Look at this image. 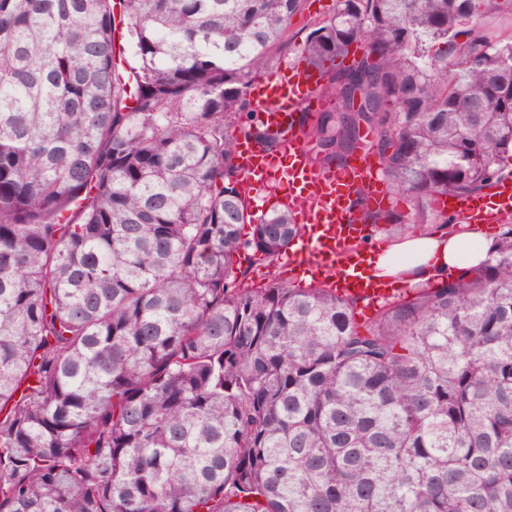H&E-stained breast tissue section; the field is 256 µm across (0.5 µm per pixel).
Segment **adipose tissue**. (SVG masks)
<instances>
[{
  "mask_svg": "<svg viewBox=\"0 0 512 512\" xmlns=\"http://www.w3.org/2000/svg\"><path fill=\"white\" fill-rule=\"evenodd\" d=\"M494 246V237L482 224L471 225L464 234L450 229L424 231L375 247L366 256V266L375 278L395 287L413 286L448 273L463 275L467 268L486 261Z\"/></svg>",
  "mask_w": 512,
  "mask_h": 512,
  "instance_id": "adipose-tissue-1",
  "label": "adipose tissue"
}]
</instances>
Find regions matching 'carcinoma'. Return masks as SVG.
Listing matches in <instances>:
<instances>
[{"instance_id": "1", "label": "carcinoma", "mask_w": 512, "mask_h": 512, "mask_svg": "<svg viewBox=\"0 0 512 512\" xmlns=\"http://www.w3.org/2000/svg\"><path fill=\"white\" fill-rule=\"evenodd\" d=\"M305 0H0V512H512V222L472 278L358 319L272 266L238 143ZM512 0H338L301 51L331 103L316 166L361 143L412 213L512 164ZM360 52L350 64V47Z\"/></svg>"}]
</instances>
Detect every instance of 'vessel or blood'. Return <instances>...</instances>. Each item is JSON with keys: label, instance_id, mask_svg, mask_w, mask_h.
Returning <instances> with one entry per match:
<instances>
[{"label": "vessel or blood", "instance_id": "vessel-or-blood-1", "mask_svg": "<svg viewBox=\"0 0 512 512\" xmlns=\"http://www.w3.org/2000/svg\"><path fill=\"white\" fill-rule=\"evenodd\" d=\"M250 96L265 123L283 132L287 142L281 152H269L244 140L238 145L251 205L264 208V189L276 185L281 208L290 211L295 223L302 226L285 263L304 268L313 281L330 282L339 294L364 298L372 306L391 297L386 284L364 273V258L356 242L365 236L366 228L356 223L350 212L358 191L365 194L369 206L389 203L367 153L357 150V158L348 168L321 171L311 164L308 147L294 129L297 111H313L323 104L316 72L296 64L283 67L275 76L258 79ZM446 203L461 223H502L512 218V178L504 177L490 192L451 196Z\"/></svg>", "mask_w": 512, "mask_h": 512}]
</instances>
